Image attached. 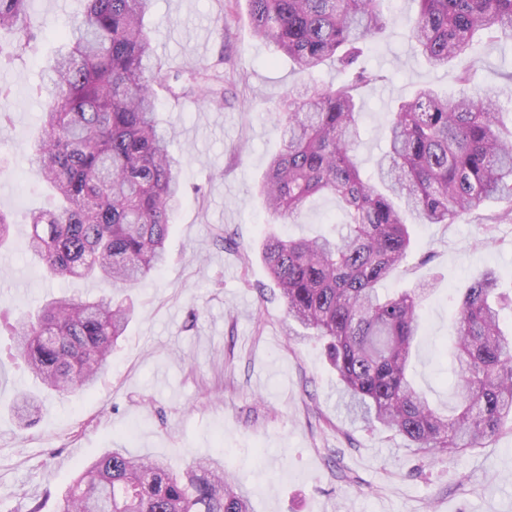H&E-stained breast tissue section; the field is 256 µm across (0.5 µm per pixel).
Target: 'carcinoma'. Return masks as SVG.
<instances>
[{"label":"carcinoma","mask_w":512,"mask_h":512,"mask_svg":"<svg viewBox=\"0 0 512 512\" xmlns=\"http://www.w3.org/2000/svg\"><path fill=\"white\" fill-rule=\"evenodd\" d=\"M31 0H0V30L23 54L36 34ZM408 40L432 68L470 52L484 36L512 34V0H415ZM253 33L288 56L308 81L288 88L279 116L282 149L258 185L267 212L293 220L320 194L343 204L333 236L286 239L267 233L262 261L280 288L288 320L325 342L353 419L380 424L424 458L455 462L512 431V329L502 327L512 297L500 273L481 272L453 299L446 350L455 376V412L432 406L412 378V348L423 297L434 281L386 293L413 248L411 224L482 220L490 200L512 202V130L499 127V97H457L419 89L393 112L388 148L376 178L362 176L357 102L381 76L357 66L363 45L393 18L384 0H248ZM152 0H85L47 67V98L32 158L54 207L29 213V251L52 279H100L133 288L166 262L165 241L183 195L182 159L169 149L155 86L146 25ZM345 74L317 84L326 63ZM175 97L224 99L196 71ZM133 315L131 306L66 295L22 311L9 323L11 358L60 395L93 388ZM40 399L13 402L32 422ZM60 512H250L222 457L203 458L182 474L160 459L120 448L82 469Z\"/></svg>","instance_id":"1"}]
</instances>
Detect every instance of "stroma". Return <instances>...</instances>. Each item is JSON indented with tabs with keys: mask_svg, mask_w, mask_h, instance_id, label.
<instances>
[{
	"mask_svg": "<svg viewBox=\"0 0 512 512\" xmlns=\"http://www.w3.org/2000/svg\"><path fill=\"white\" fill-rule=\"evenodd\" d=\"M396 19L364 63L380 74L360 91L358 162L375 171L392 111L421 86L454 93L465 68L476 87L506 89L512 40L480 41L470 54L433 70L404 37L415 0H386ZM84 0H31L35 51L20 55L0 36V211L14 227L0 248V311L12 314L66 293L111 295L97 280L50 279L28 250L31 209L49 206L32 170L41 118L40 78ZM153 46L170 73L207 69L224 101L157 94L170 145L184 158V196L167 240L169 259L153 282L129 290L136 316L95 390L46 395L31 426L20 428L6 403L33 389L19 362L0 360V512L44 501L58 512L75 472L110 448L161 458L177 471L223 452L252 512H512V433L503 432L459 464L433 462L403 439L351 420L323 342L290 339L285 305L259 247L266 232L294 239L340 227L338 200L318 195L294 221H274L254 195L281 148L274 107L298 80L291 61L253 35L248 0H155ZM226 231L227 244L216 241ZM415 251L388 289L437 279L423 304L413 378L452 410L448 292L484 269L512 277V223L491 232L467 219L416 224Z\"/></svg>",
	"mask_w": 512,
	"mask_h": 512,
	"instance_id": "obj_1",
	"label": "stroma"
}]
</instances>
